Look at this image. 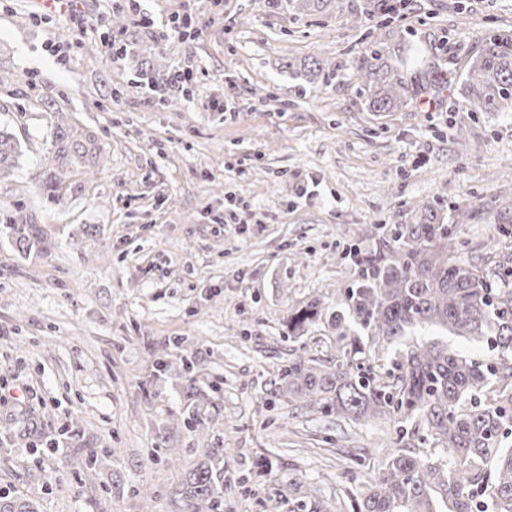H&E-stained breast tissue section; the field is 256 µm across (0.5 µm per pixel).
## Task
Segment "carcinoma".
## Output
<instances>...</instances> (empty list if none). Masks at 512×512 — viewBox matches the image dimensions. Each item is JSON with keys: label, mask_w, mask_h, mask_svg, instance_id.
Returning <instances> with one entry per match:
<instances>
[{"label": "carcinoma", "mask_w": 512, "mask_h": 512, "mask_svg": "<svg viewBox=\"0 0 512 512\" xmlns=\"http://www.w3.org/2000/svg\"><path fill=\"white\" fill-rule=\"evenodd\" d=\"M292 7L316 15L346 4L293 0ZM368 37L355 62L360 96L367 111L392 112L405 104L398 66L407 49L388 56L380 36L371 31ZM418 65L417 87L440 93L451 83L463 110H512V34L506 31L484 37L459 75L450 77L430 61ZM311 73L323 83L336 77L321 60L312 62ZM49 145L56 163L44 180L49 192L62 186L67 168L102 165L92 134L56 125ZM16 153V142L0 129V171L14 166ZM0 234L22 251L43 239L41 225L16 219L1 224ZM457 236L456 225L437 223L435 208L428 206L417 223L392 233L394 259L357 254L358 278L343 291L348 313L328 317L336 329L335 365L295 353L271 382L272 404L286 398L328 417L396 423V451L376 476L359 480L350 512H512V289L458 258ZM322 316L320 299L301 305L288 317L287 339L302 338ZM418 327L485 344L491 354L479 359L439 340L409 342ZM153 356L161 372L184 377L188 397L201 394L187 357L174 358L165 348ZM231 458L230 448L206 449L181 484L184 512H224ZM302 488L300 477L288 478V499L296 501L297 512H332ZM0 512H40V505L1 491Z\"/></svg>", "instance_id": "carcinoma-1"}]
</instances>
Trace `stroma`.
Masks as SVG:
<instances>
[{
    "mask_svg": "<svg viewBox=\"0 0 512 512\" xmlns=\"http://www.w3.org/2000/svg\"><path fill=\"white\" fill-rule=\"evenodd\" d=\"M379 3L299 16L286 0H224L220 12L210 0H0V127L19 146L0 174V222L44 230L27 256L0 242V490L42 512H182L184 474L223 446L233 474L272 462L252 492L227 478L233 512H262L292 469L306 494L349 512L351 475L382 468L394 428L263 405L289 351L336 358L326 323L286 340L289 312L315 297L339 309L357 278L350 247L386 256L392 228L429 205L445 224L470 212L460 257L512 289V111H457L449 90L367 111L354 69L366 30L353 17ZM185 11L202 25L160 42L164 70L142 68L131 39L119 57L104 47L113 13L146 17L155 36ZM396 24L413 52L456 72L489 32L512 30V0H409ZM53 40L66 59L48 52ZM314 59L335 66L330 84L295 77ZM186 66L193 93L163 105L154 80ZM58 122L96 132L105 163L54 195L42 177ZM232 203L237 224L223 221ZM172 345L213 385L207 399L156 369L153 351ZM191 410L210 424L186 430ZM91 451L89 473L79 461Z\"/></svg>",
    "mask_w": 512,
    "mask_h": 512,
    "instance_id": "stroma-1",
    "label": "stroma"
}]
</instances>
